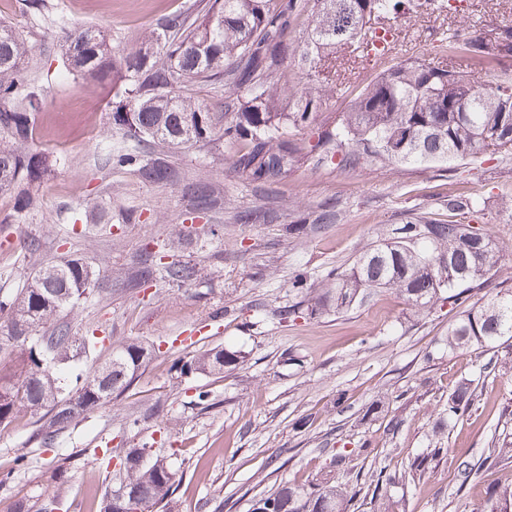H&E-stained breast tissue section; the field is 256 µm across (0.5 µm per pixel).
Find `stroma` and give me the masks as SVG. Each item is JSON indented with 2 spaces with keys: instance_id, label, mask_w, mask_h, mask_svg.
<instances>
[{
  "instance_id": "35a3bbf8",
  "label": "stroma",
  "mask_w": 512,
  "mask_h": 512,
  "mask_svg": "<svg viewBox=\"0 0 512 512\" xmlns=\"http://www.w3.org/2000/svg\"><path fill=\"white\" fill-rule=\"evenodd\" d=\"M193 2L46 0L32 13L22 0H0V17L34 47L19 85L44 100L33 148L59 158L36 206L20 209L13 198H0V289L21 287L33 261L77 255L98 273L100 290L80 300L70 318L73 333L100 325L111 340L153 348L132 384L65 429L57 447H42L36 415L23 413L0 427V472L13 474L0 486V512L48 490L58 492L69 512H90L92 494L123 479L118 468L91 457V448L109 441L146 445L152 456L170 458L176 482L165 512H250L281 482L319 478L330 448L351 452L334 474L351 491L367 487L376 468L398 470L439 449L430 474L393 490L395 512H491L489 492L512 485V464L482 468L462 492L456 468L479 460L491 441L512 440V357L500 355L492 365L477 347H438L458 311L436 305L417 314L392 289L339 316L283 320L278 310L301 299L291 286L295 274L317 280L330 268L350 267L362 250L382 242L387 225L408 213H441L442 201L455 194L482 201L481 211L464 221L491 234L502 251L489 291L512 287V151L442 167L348 170L303 160L270 197L231 169L235 144L191 147L175 153L172 164L184 179L212 183L223 203L190 214L181 185L150 183L132 168L106 164V152L121 141L111 129L113 90L69 74L61 45L73 26L100 25L112 48L127 49L161 17ZM473 22L484 31L512 25V0H465L446 16L402 15L395 23L397 50L359 68L352 89L409 57L433 60L444 28ZM352 89L326 93L322 117L344 111ZM90 123L100 138L85 137ZM329 205L338 208L339 220L323 219ZM245 207L273 217L237 223ZM301 215L317 231L289 233ZM92 220L96 228L84 232ZM145 249L200 261L207 275L179 290L160 280L130 288ZM224 346L244 353L232 371L186 379L175 369L182 357ZM466 380L478 387L475 405L463 418L441 423L440 409ZM200 387L211 392L210 408L193 402ZM151 408L156 414L148 428H129L131 415ZM306 417L311 427H301ZM392 420L399 428L388 437L383 430ZM366 440L375 446L372 455L356 454ZM21 452L30 465L17 472L13 460Z\"/></svg>"
}]
</instances>
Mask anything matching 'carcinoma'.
Wrapping results in <instances>:
<instances>
[{
  "label": "carcinoma",
  "instance_id": "cac0c4a2",
  "mask_svg": "<svg viewBox=\"0 0 512 512\" xmlns=\"http://www.w3.org/2000/svg\"><path fill=\"white\" fill-rule=\"evenodd\" d=\"M191 13L164 17L144 41L117 54L107 33L97 26H77L67 34V69L116 88L112 124L136 145L152 143L170 149L223 139L242 149L230 159L232 169L252 183L271 185L294 163L307 157L341 168L360 165L448 164L468 156L512 149V74L502 71L480 80L452 63L433 65L411 57L378 73L353 97L349 108L329 124H314L322 91L305 88L285 101L280 82L288 59L295 58L306 76L323 87L336 67L352 71L379 51L367 36L370 23L393 20L402 0H197ZM309 24L294 39L296 20ZM32 47L7 22L0 21V197L33 200L34 188L58 163L50 152H30L36 137L35 116L43 107L39 93L18 90V78ZM438 53L451 57L493 54L512 57V26L485 33L460 26L443 38ZM224 84V112H211L188 96L191 83ZM311 131L298 143L289 129ZM106 162L129 166L148 182L180 181L169 155L150 159L120 148ZM190 210L206 213L219 196L205 181L185 182ZM478 201L450 195L443 209L458 216L477 211ZM500 250L480 229L426 217L409 216L392 225L388 239L363 251L348 270L329 271L322 287L308 284L304 273L292 287L304 299L279 311L283 320L303 314L311 318L341 314L365 304L380 288H394L417 312L437 301L461 308L472 291L489 286L496 275ZM181 288L201 278L191 262L162 261L158 252L142 250L129 277L133 288L156 279ZM98 287L94 271L78 257L42 263L27 275L24 286L0 295V426L22 411L48 409L51 417L39 430L43 447L56 445L59 434L80 417L98 409L112 394L133 382L151 349L125 340L92 371L72 372L101 338L76 336L62 315ZM475 342L489 350L512 348V289H500L478 306L465 310L448 328L446 343L455 348ZM241 352L213 348L177 363L180 375L222 374L240 364ZM477 398L472 383L463 382L448 395V418L468 413ZM436 451L409 460L400 471L386 466L375 472L372 512H392V488L421 478ZM512 463V442H502L479 463L458 466L457 491L487 466ZM124 480L103 493L99 512H142L167 505L175 472L163 459L151 460L146 449L131 448L119 458ZM492 512H512V486L490 494ZM354 496L335 480L303 485L278 484L256 499L252 512H348ZM55 499L37 504L19 499L10 512H53Z\"/></svg>",
  "mask_w": 512,
  "mask_h": 512
}]
</instances>
